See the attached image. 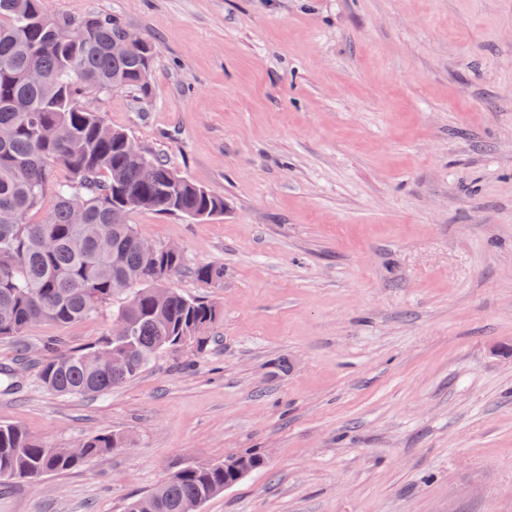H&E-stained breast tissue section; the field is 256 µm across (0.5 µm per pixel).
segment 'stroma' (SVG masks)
Returning <instances> with one entry per match:
<instances>
[{"label": "stroma", "instance_id": "1", "mask_svg": "<svg viewBox=\"0 0 512 512\" xmlns=\"http://www.w3.org/2000/svg\"><path fill=\"white\" fill-rule=\"evenodd\" d=\"M150 37V95H88L223 194V216L136 212L223 310L208 352L66 398L0 340V423L126 448L10 482L0 512H124L190 462L267 464L202 512H512V0H44ZM111 306L27 332L77 347ZM286 370H278V363Z\"/></svg>", "mask_w": 512, "mask_h": 512}]
</instances>
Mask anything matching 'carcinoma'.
I'll return each mask as SVG.
<instances>
[{
    "label": "carcinoma",
    "instance_id": "obj_1",
    "mask_svg": "<svg viewBox=\"0 0 512 512\" xmlns=\"http://www.w3.org/2000/svg\"><path fill=\"white\" fill-rule=\"evenodd\" d=\"M43 0H0V338L21 341L37 323L88 318L116 297L125 336L112 328L79 347L55 344L38 359L37 381L66 397L107 393L139 377L163 352L210 345L207 330L221 308L168 287L184 271L205 284L224 267H190L185 256L148 252L130 217L134 210L207 220L224 214V196L208 193L158 154L128 153L127 133L84 104L90 92H149L153 45L112 55L124 23L115 16L56 17L43 25ZM44 73L39 84L24 74ZM27 103L25 110L15 103ZM126 447L104 432L62 447L18 425H0V480L67 471ZM230 463L187 464L126 512H200L238 482Z\"/></svg>",
    "mask_w": 512,
    "mask_h": 512
}]
</instances>
